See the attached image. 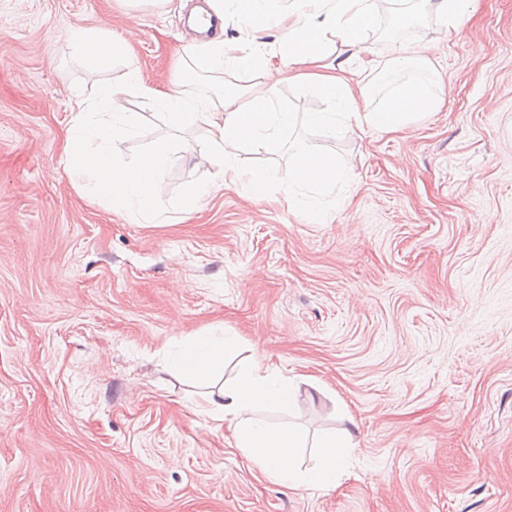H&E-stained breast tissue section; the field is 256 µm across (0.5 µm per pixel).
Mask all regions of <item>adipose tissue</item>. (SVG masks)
<instances>
[{
    "label": "adipose tissue",
    "instance_id": "ef3b65f1",
    "mask_svg": "<svg viewBox=\"0 0 512 512\" xmlns=\"http://www.w3.org/2000/svg\"><path fill=\"white\" fill-rule=\"evenodd\" d=\"M209 7L219 20L238 21L245 37L237 42L216 37L194 44L186 47V56L207 72L220 73L227 68L264 71L268 60L262 35L276 31L280 57L294 70L296 78L312 83L331 106L330 111L306 115L307 123L325 136H335L343 127L363 134L396 133L431 115L442 103V74L410 46L397 47L383 69L407 71L412 73V80L394 88L371 109H359L357 104L358 99L369 98L371 92L370 84L360 80V69L352 67L350 60L333 67L326 65L329 49L338 43L350 49L352 58L365 53L364 34L375 20V0H296L287 11L282 10L279 0H209ZM69 43L102 70L129 56L128 41L103 29H74ZM130 90L149 108L159 111L169 127L198 126L207 131L209 149L224 158L225 186L242 189L259 201L278 184L275 169H243L233 155L235 148L245 144L274 142L293 125L294 114L274 105L275 85L267 84L251 93L218 87L213 95L192 96L176 87L160 90L147 85L132 65L123 83L102 86L94 98L73 95V118L64 135L62 162L74 185L104 202L111 212L146 221L155 219L161 209L156 193L161 168L180 151L175 140L160 137L132 161L119 158L117 140L133 132L139 122L138 113L122 111L116 105L117 97ZM350 182L349 171L335 156L300 145L292 154L284 199L290 208L302 213L338 210L345 199L335 190ZM239 348V338L221 329L176 338L169 367L183 379L207 383ZM295 390L292 379L255 359L232 381L206 392L202 411L213 422L224 425L232 434L234 448L275 483L297 490L333 489L354 446L351 433H324L309 440L298 430L273 428L254 417L264 407L288 409ZM308 447L313 454L307 464L303 451Z\"/></svg>",
    "mask_w": 512,
    "mask_h": 512
}]
</instances>
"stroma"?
<instances>
[{
	"label": "stroma",
	"mask_w": 512,
	"mask_h": 512,
	"mask_svg": "<svg viewBox=\"0 0 512 512\" xmlns=\"http://www.w3.org/2000/svg\"><path fill=\"white\" fill-rule=\"evenodd\" d=\"M201 2L0 0V512H512V0H475L456 30L416 0L375 19L373 58L420 45L445 79L404 131L323 136L305 115L329 104L279 84L294 125L236 159L284 179L294 142L335 155L342 210L225 187L205 130L172 131L130 92L118 155L171 134L190 154L163 165L154 223L110 213L72 184L62 136L72 94L126 65L98 70L65 36L134 31L143 80L166 89ZM194 180L213 186L192 209ZM218 326L242 340L224 379L256 357L297 383L263 419L353 433L335 489L275 484L196 412L201 386L165 352Z\"/></svg>",
	"instance_id": "35a3bbf8"
}]
</instances>
